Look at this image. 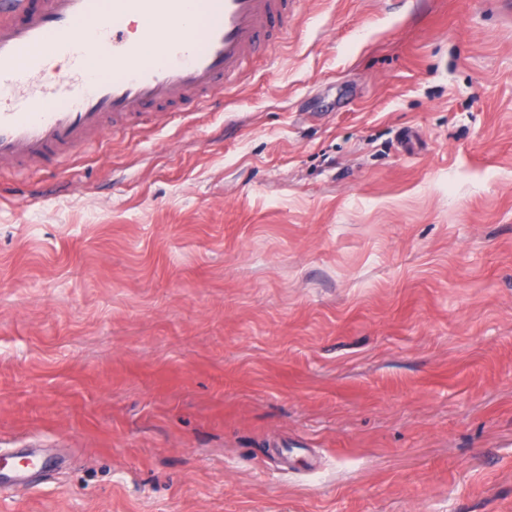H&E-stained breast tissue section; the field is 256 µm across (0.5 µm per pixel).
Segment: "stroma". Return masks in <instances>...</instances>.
Returning a JSON list of instances; mask_svg holds the SVG:
<instances>
[{
    "instance_id": "35a3bbf8",
    "label": "stroma",
    "mask_w": 512,
    "mask_h": 512,
    "mask_svg": "<svg viewBox=\"0 0 512 512\" xmlns=\"http://www.w3.org/2000/svg\"><path fill=\"white\" fill-rule=\"evenodd\" d=\"M67 169L0 171V512H512V0H302Z\"/></svg>"
}]
</instances>
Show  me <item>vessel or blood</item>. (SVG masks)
<instances>
[{
    "mask_svg": "<svg viewBox=\"0 0 512 512\" xmlns=\"http://www.w3.org/2000/svg\"><path fill=\"white\" fill-rule=\"evenodd\" d=\"M300 0H0V170L63 168L150 112L206 105L265 46ZM147 26L129 35L131 18ZM112 47L92 75L90 40ZM155 44L154 59L142 54Z\"/></svg>",
    "mask_w": 512,
    "mask_h": 512,
    "instance_id": "1",
    "label": "vessel or blood"
}]
</instances>
